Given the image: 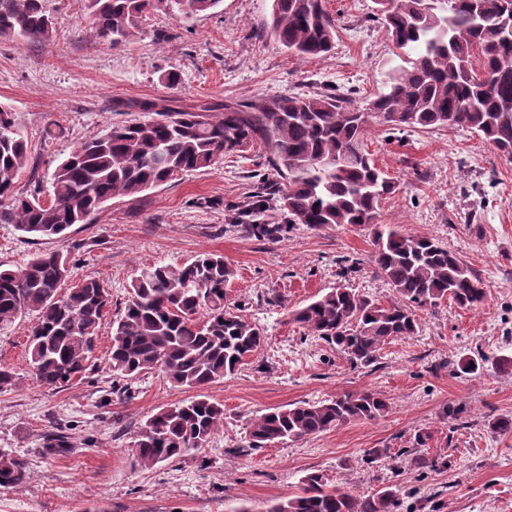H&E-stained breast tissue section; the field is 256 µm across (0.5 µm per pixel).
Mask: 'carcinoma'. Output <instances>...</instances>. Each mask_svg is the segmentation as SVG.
<instances>
[{
	"label": "carcinoma",
	"instance_id": "carcinoma-1",
	"mask_svg": "<svg viewBox=\"0 0 512 512\" xmlns=\"http://www.w3.org/2000/svg\"><path fill=\"white\" fill-rule=\"evenodd\" d=\"M88 0L96 35L112 44L132 40L137 21L171 7L186 17L221 0ZM376 19L401 64L385 74L386 90L366 105L352 93L257 96L190 108L156 99L140 104L156 118L128 122L82 140L55 169L51 199L16 189L29 152L12 112L0 105V224L39 238H62L109 200L157 187L182 173L213 169L220 158L262 147L267 166L285 181L260 176L241 207L247 233L285 238L293 225L374 224V263L397 295L383 303L344 285L330 288L288 313L357 367L375 363L389 340L416 334L415 309L451 300L477 308L486 291L460 257L438 239L375 224L381 200L395 184L363 147L369 119L392 130L462 127L512 159V0H375ZM268 32L302 59L329 52L334 19L323 0H272ZM54 33L44 0H0V37L42 43ZM486 74L478 81L476 72ZM288 223H258L269 202ZM235 276L224 256L203 253L181 266L149 265L131 283L130 298L112 323V371L132 378L159 369L182 387L203 388L246 365L263 346L261 329L227 305ZM68 256L40 254L16 270L0 269V333L24 314L34 316L27 355L42 386L63 387L82 377L111 299L96 279L64 290ZM388 409L377 392L338 395L293 408H275L250 422V447L302 441L354 420H374ZM224 425V407L204 395L165 406L135 437L138 465L179 460L208 444ZM43 451H71L65 434L43 438ZM29 478L25 462L0 448V487ZM302 493L266 512H395L399 489L372 497L329 488L319 474L304 477Z\"/></svg>",
	"mask_w": 512,
	"mask_h": 512
}]
</instances>
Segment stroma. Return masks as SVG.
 I'll return each mask as SVG.
<instances>
[{"label": "stroma", "mask_w": 512, "mask_h": 512, "mask_svg": "<svg viewBox=\"0 0 512 512\" xmlns=\"http://www.w3.org/2000/svg\"><path fill=\"white\" fill-rule=\"evenodd\" d=\"M272 0H221L184 19L153 11L136 36L113 46L97 39L86 0H48L51 40L27 44L0 37V104L11 109L29 147L16 187L49 200L51 175L74 146L128 120H151L137 101L168 96L181 105L263 95L354 91L358 104L382 91L396 65L373 0H325L337 35L327 55L302 61L266 33ZM177 72V86L165 80ZM62 135H45L49 122ZM364 146L397 182L379 223L442 241L469 266L487 297L479 308L448 301L416 311V335L388 341L375 363L355 367L330 345L289 322L288 313L336 283L387 303L396 297L373 259L370 226H295L287 238L260 240L239 230L234 215L259 184L263 153L228 155L218 169L180 174L132 197L106 203L88 223L59 239L34 238L0 224V266L16 269L35 253L68 254L72 281L99 280L111 306L82 380L60 388L31 377L27 336L33 320L0 334V367L16 385L0 393V448L25 459L27 483L0 487V512H265L298 495L304 476L363 496L394 484L397 512H512V433L492 429L512 416V161L462 128L391 131L370 122ZM222 254L236 272L229 303L259 325L265 342L235 374L203 388L224 406V426L199 451L145 469L133 442L160 408L194 397L157 370L127 379L108 362L112 322L130 284L148 265H180ZM358 261L344 273V258ZM477 370L463 374L457 361ZM384 395L387 412L297 443L253 448L249 422L277 407L342 394ZM62 432L73 451H42V437ZM428 433L416 446L418 433ZM369 448L390 457L369 462ZM422 449L434 468L413 469Z\"/></svg>", "instance_id": "35a3bbf8"}]
</instances>
